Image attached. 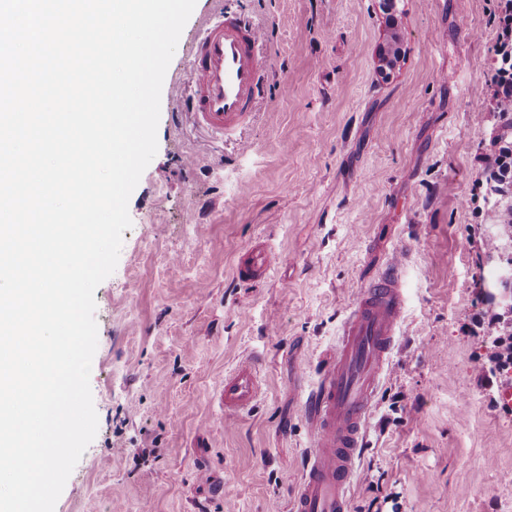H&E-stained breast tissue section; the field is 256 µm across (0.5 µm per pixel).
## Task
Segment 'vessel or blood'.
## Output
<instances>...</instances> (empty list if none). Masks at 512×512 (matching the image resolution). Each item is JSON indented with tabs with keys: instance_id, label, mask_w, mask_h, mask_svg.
Instances as JSON below:
<instances>
[{
	"instance_id": "vessel-or-blood-1",
	"label": "vessel or blood",
	"mask_w": 512,
	"mask_h": 512,
	"mask_svg": "<svg viewBox=\"0 0 512 512\" xmlns=\"http://www.w3.org/2000/svg\"><path fill=\"white\" fill-rule=\"evenodd\" d=\"M264 41L262 29L242 16L224 11L216 15L192 39L187 87L177 99L178 110L193 113L212 131H234L262 93ZM269 267L270 255L258 245L240 259L236 278L251 283ZM404 310L397 266L360 291L336 354L307 398L314 443L290 512H350L347 492L355 459ZM260 392L259 363L253 360L225 375L218 404L225 413L237 415L254 408Z\"/></svg>"
}]
</instances>
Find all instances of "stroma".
I'll list each match as a JSON object with an SVG mask.
<instances>
[{"label":"stroma","mask_w":512,"mask_h":512,"mask_svg":"<svg viewBox=\"0 0 512 512\" xmlns=\"http://www.w3.org/2000/svg\"><path fill=\"white\" fill-rule=\"evenodd\" d=\"M265 33L263 91L218 137L178 114L189 37L218 9ZM494 0H400L404 63L376 71L377 0H196L167 69L158 150L95 291V439L55 512H289L311 446L308 392L357 292L401 263L406 309L366 422L351 512H512V370L501 326L498 216L472 201L502 133L484 80ZM251 153L240 150L241 143ZM164 223H153L154 213ZM258 282L233 269L252 245ZM264 357L256 408L227 418L226 371ZM270 267L267 249L257 245L247 251L236 267V278L242 283H252L261 279ZM486 357L492 372L512 369V333L507 338L495 336Z\"/></svg>","instance_id":"35a3bbf8"}]
</instances>
